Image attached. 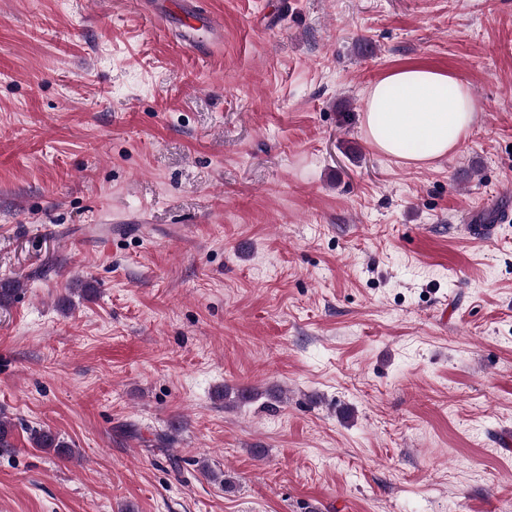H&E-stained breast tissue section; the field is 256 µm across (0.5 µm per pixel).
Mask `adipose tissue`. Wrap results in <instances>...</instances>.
<instances>
[{"label":"adipose tissue","instance_id":"ef3b65f1","mask_svg":"<svg viewBox=\"0 0 512 512\" xmlns=\"http://www.w3.org/2000/svg\"><path fill=\"white\" fill-rule=\"evenodd\" d=\"M476 120L467 83L429 68L407 67L369 89L362 127L377 151L422 163L455 151Z\"/></svg>","mask_w":512,"mask_h":512}]
</instances>
